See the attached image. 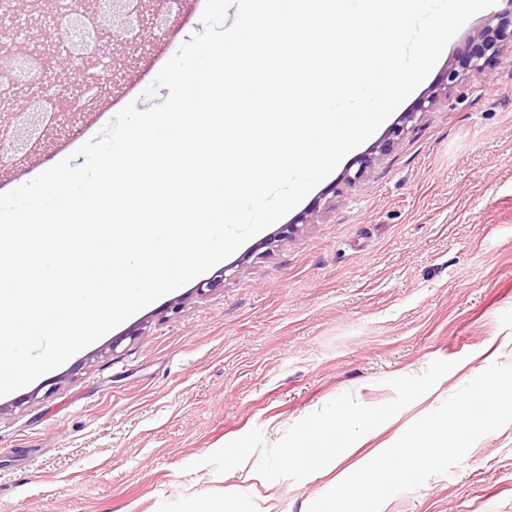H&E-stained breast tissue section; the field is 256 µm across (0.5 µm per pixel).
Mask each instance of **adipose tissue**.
I'll use <instances>...</instances> for the list:
<instances>
[{"mask_svg":"<svg viewBox=\"0 0 512 512\" xmlns=\"http://www.w3.org/2000/svg\"><path fill=\"white\" fill-rule=\"evenodd\" d=\"M383 408L373 407L360 413H351L346 408L337 409L330 420L308 425L301 433L299 443L289 448L284 462L317 472L331 470L339 457L353 453L356 445L347 434L348 428H356L369 435L386 420ZM347 423V430H340V423Z\"/></svg>","mask_w":512,"mask_h":512,"instance_id":"1","label":"adipose tissue"}]
</instances>
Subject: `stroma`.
Masks as SVG:
<instances>
[{"label":"stroma","instance_id":"stroma-1","mask_svg":"<svg viewBox=\"0 0 512 512\" xmlns=\"http://www.w3.org/2000/svg\"><path fill=\"white\" fill-rule=\"evenodd\" d=\"M64 0L10 7L53 54ZM205 0H186L166 34L126 45L101 28L112 62L105 92L87 99L92 59L75 61L65 91L73 121L51 133L8 192L72 155L143 91L180 45L203 32ZM505 0L472 17L428 77L348 161L367 154L438 87L448 64ZM330 174L285 217L224 260L223 286L185 285L30 385L0 397V512H307L332 475L284 466L303 423L337 406L385 407L394 418L366 448L393 444L490 364H512V41L486 74L424 113L341 195ZM251 456L266 480L226 469ZM381 512H512V424L487 434L449 474L396 494Z\"/></svg>","mask_w":512,"mask_h":512}]
</instances>
